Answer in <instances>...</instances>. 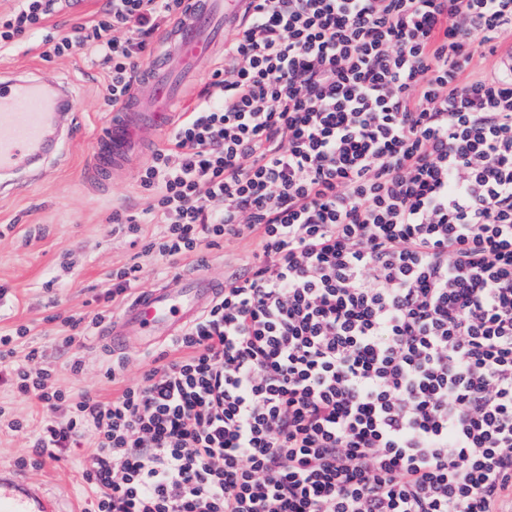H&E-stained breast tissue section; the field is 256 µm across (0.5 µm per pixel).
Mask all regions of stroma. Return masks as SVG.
<instances>
[{"label":"stroma","mask_w":512,"mask_h":512,"mask_svg":"<svg viewBox=\"0 0 512 512\" xmlns=\"http://www.w3.org/2000/svg\"><path fill=\"white\" fill-rule=\"evenodd\" d=\"M17 73L68 86L80 133L56 149L52 168L41 181L16 193H0V287L5 290L0 296V329L27 327L28 345L44 347L43 364L57 371L63 387L75 393L87 390L106 401L150 368L147 350H126L122 381L112 383L105 374L112 351L94 335L68 350L56 348L52 340L58 325L50 317L66 312L88 321L103 309L99 296L110 286L109 274L137 253L126 238L113 234L112 213L142 211L146 195L135 168L101 186L87 179L93 139L112 111L99 68L76 56L44 58L32 41L0 54V77ZM255 247L250 238L226 240L212 249L208 273L222 277L246 269ZM73 356L83 360V374L67 371ZM90 443L83 438L61 461L30 463L21 466L22 472L57 496L64 512H78L84 505L80 469Z\"/></svg>","instance_id":"stroma-1"}]
</instances>
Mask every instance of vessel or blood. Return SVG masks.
Here are the masks:
<instances>
[{
    "label": "vessel or blood",
    "instance_id": "vessel-or-blood-1",
    "mask_svg": "<svg viewBox=\"0 0 512 512\" xmlns=\"http://www.w3.org/2000/svg\"><path fill=\"white\" fill-rule=\"evenodd\" d=\"M183 15L162 39L164 49L144 68L140 90L119 104L97 134L87 173L97 179L133 167L144 155L149 133H161L178 117L183 84L212 61L225 32L237 30L251 0H186ZM59 98L38 78L0 79V185L15 186L17 177H41L49 144L73 136ZM178 288L142 290L101 330L113 350L127 337L152 348L196 321L222 292L221 283L202 271L180 277ZM0 512H62L59 500L31 483L20 471L0 467Z\"/></svg>",
    "mask_w": 512,
    "mask_h": 512
}]
</instances>
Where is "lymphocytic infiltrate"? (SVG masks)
<instances>
[{"mask_svg":"<svg viewBox=\"0 0 512 512\" xmlns=\"http://www.w3.org/2000/svg\"><path fill=\"white\" fill-rule=\"evenodd\" d=\"M70 0H15L0 52ZM185 0H107L45 38L119 104ZM112 231L161 276L229 238L251 266L112 400L27 328L0 384L85 434V512H512V0H254ZM159 232H149V225Z\"/></svg>","mask_w":512,"mask_h":512,"instance_id":"1","label":"lymphocytic infiltrate"}]
</instances>
